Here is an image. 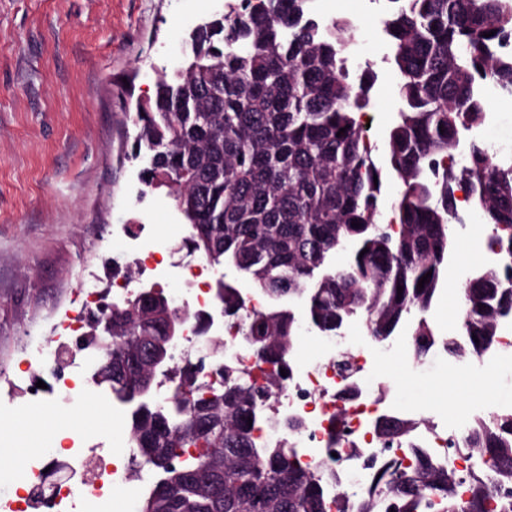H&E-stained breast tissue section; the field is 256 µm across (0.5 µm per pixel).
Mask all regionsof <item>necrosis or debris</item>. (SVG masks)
Here are the masks:
<instances>
[{
	"mask_svg": "<svg viewBox=\"0 0 512 512\" xmlns=\"http://www.w3.org/2000/svg\"><path fill=\"white\" fill-rule=\"evenodd\" d=\"M211 265L202 258L188 266L183 293L171 294L176 307L188 308L193 316L184 324L178 356L192 353L194 347L210 333L206 318L215 313L220 302L211 277ZM136 287L135 281L113 278L110 289L93 286L80 288L78 305L64 310L57 318L51 342L28 337L21 352V361L29 375L18 388L27 407L35 411L51 410L65 416L92 398L89 371L67 370L64 361L83 354L80 340L87 328V319L103 306L124 300ZM222 348L247 382L260 385L268 370L258 360L237 332L233 322H224L217 333ZM346 337H321L319 349L305 358H293L283 382L282 391L272 402L271 416L263 424L264 440L288 438L297 448L302 462L310 468H324L335 476L333 496L354 508L357 496L365 491L372 475L389 460L403 466H415L419 458H427L434 466L461 472L463 478L480 475L489 478L487 466H474L461 443V432H431L417 436L413 444L377 442L373 435L376 419L385 415L384 402L375 396L366 381L371 354L380 343L365 337L352 361L351 376L337 369ZM298 418L297 431L286 432L284 422ZM136 452L123 439H113L109 448L68 446L48 460L30 465V475L23 488L7 492L0 499V512H76L83 500L108 503L117 482L124 480V469ZM68 462L71 478L49 480L46 471L59 462Z\"/></svg>",
	"mask_w": 512,
	"mask_h": 512,
	"instance_id": "4bbe7bcc",
	"label": "necrosis or debris"
}]
</instances>
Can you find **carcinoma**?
<instances>
[{
	"label": "carcinoma",
	"mask_w": 512,
	"mask_h": 512,
	"mask_svg": "<svg viewBox=\"0 0 512 512\" xmlns=\"http://www.w3.org/2000/svg\"><path fill=\"white\" fill-rule=\"evenodd\" d=\"M311 2L237 0L189 34L182 63L158 74L154 97L129 115L141 183L200 226L181 247L236 272L215 283L224 313L238 314L242 288L269 302L304 301L300 313L266 305L240 318L241 335L272 366L263 388L226 363L224 388L200 392L183 370L179 390L189 396L128 413L127 440L155 472L140 512H329L332 475L304 468L285 443L252 436L303 325L336 336L363 317L369 334L387 341L417 311L416 359L439 344L463 362L481 358L512 319V160L492 164L473 135L487 116L486 87L512 95V57L498 52L512 33V0H388L382 26L397 106L379 160L359 120L375 78L364 71L354 80L347 68L352 22L320 17ZM389 177L398 186L385 223ZM458 190L492 226L498 261L464 284L463 337L439 338L425 314L448 285ZM342 250L349 258L333 265ZM165 298L147 313L129 297L112 308V338L94 341L112 360V396L156 382L139 352L167 335ZM414 432L402 418L381 417L374 428L383 442ZM467 442L469 458L512 478V413L491 414ZM462 484L455 469L392 461L359 512H378L382 496L420 512L431 493L443 497L444 512H486L490 488L474 486L465 499Z\"/></svg>",
	"instance_id": "cac0c4a2"
}]
</instances>
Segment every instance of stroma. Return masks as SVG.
I'll use <instances>...</instances> for the list:
<instances>
[{
  "label": "stroma",
  "mask_w": 512,
  "mask_h": 512,
  "mask_svg": "<svg viewBox=\"0 0 512 512\" xmlns=\"http://www.w3.org/2000/svg\"><path fill=\"white\" fill-rule=\"evenodd\" d=\"M230 0H0V400L21 376L16 353L23 336L50 338V316L77 288L112 285V258L122 248L112 230L138 222L143 239L160 249L177 290L190 256L178 246L186 226L163 192H145L139 162L126 150L127 114L153 96L161 69L181 61L182 43L199 23L227 11ZM324 15L353 21L351 75L377 76L362 116L363 133L385 149L395 112L392 53L381 34L386 0H314ZM486 133L512 146V96L489 88ZM455 227L448 286L429 314L439 335L455 334V287L484 253L478 211L465 208ZM375 390L400 415L452 430L476 415L512 410V370L502 369L489 397L462 415L439 405L447 385L480 380L477 363L455 365L434 353L403 361V344L376 353ZM12 399V398H9ZM0 417V448L14 445L13 426L25 415L21 398Z\"/></svg>",
  "instance_id": "1"
}]
</instances>
